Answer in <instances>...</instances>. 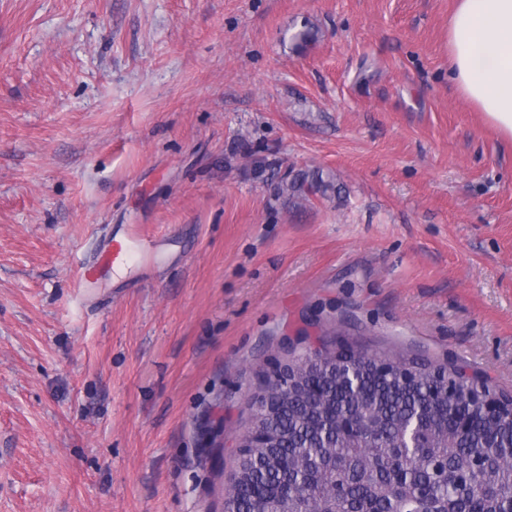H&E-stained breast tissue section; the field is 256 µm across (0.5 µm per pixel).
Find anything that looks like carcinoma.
<instances>
[{"mask_svg":"<svg viewBox=\"0 0 512 512\" xmlns=\"http://www.w3.org/2000/svg\"><path fill=\"white\" fill-rule=\"evenodd\" d=\"M330 188L318 173L290 184L304 199ZM448 371L341 347L288 364L284 386L262 375L263 446L239 448L224 512H512V418L465 381L448 393Z\"/></svg>","mask_w":512,"mask_h":512,"instance_id":"cac0c4a2","label":"carcinoma"}]
</instances>
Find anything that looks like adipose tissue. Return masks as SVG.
I'll return each instance as SVG.
<instances>
[{
	"label": "adipose tissue",
	"instance_id": "1",
	"mask_svg": "<svg viewBox=\"0 0 512 512\" xmlns=\"http://www.w3.org/2000/svg\"><path fill=\"white\" fill-rule=\"evenodd\" d=\"M448 50L451 80L512 139V0H457Z\"/></svg>",
	"mask_w": 512,
	"mask_h": 512
}]
</instances>
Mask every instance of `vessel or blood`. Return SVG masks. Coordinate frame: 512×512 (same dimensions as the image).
I'll return each instance as SVG.
<instances>
[{"label": "vessel or blood", "instance_id": "vessel-or-blood-1", "mask_svg": "<svg viewBox=\"0 0 512 512\" xmlns=\"http://www.w3.org/2000/svg\"><path fill=\"white\" fill-rule=\"evenodd\" d=\"M161 246V238L145 235L138 225H130L124 238L108 243L101 261L82 269L79 284L81 287H88L98 280L104 270L117 263L129 266L148 265L155 260Z\"/></svg>", "mask_w": 512, "mask_h": 512}]
</instances>
